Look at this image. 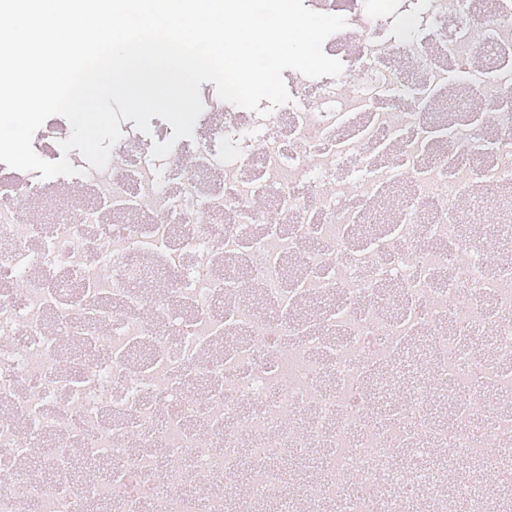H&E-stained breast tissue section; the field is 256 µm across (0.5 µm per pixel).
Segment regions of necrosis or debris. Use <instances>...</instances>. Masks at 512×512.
<instances>
[{
    "label": "necrosis or debris",
    "mask_w": 512,
    "mask_h": 512,
    "mask_svg": "<svg viewBox=\"0 0 512 512\" xmlns=\"http://www.w3.org/2000/svg\"><path fill=\"white\" fill-rule=\"evenodd\" d=\"M357 2L309 0L356 24L351 81L284 119L251 114L258 149L201 143L168 190L156 163L116 146L87 177L95 206L69 222L48 194L47 218L21 223L18 203L34 186L0 182V512L31 498L42 512L89 502L102 512H255L281 490L266 460L311 444L339 473L304 489L311 512H323L358 458L374 463L371 485L391 474L408 416L433 400L422 378L404 405L392 400L400 360L418 366L433 353L430 377L444 390L512 395V265L487 264L467 236L494 205L499 250L512 253V0H498L489 22L471 19V0H432L430 42L394 49L417 72L408 86L384 66L394 50ZM451 12L466 21L450 31ZM460 59L471 65L453 122H421L448 86L444 61ZM397 97L411 110L391 107ZM345 161L350 171L337 175ZM402 186L409 195L391 221L365 222L367 207ZM111 211L127 223H106ZM392 287L398 296H387ZM248 288L275 321L243 299ZM314 297L324 306L298 318ZM477 335L492 356L475 352ZM371 339L382 346L369 357ZM379 396L387 407L377 413L369 400ZM294 404L306 430L282 423ZM476 414L457 405L454 430L429 427L431 441L476 454L466 433ZM77 454L93 478L76 477ZM245 454L259 462L257 481L236 498L223 485ZM36 469L54 475L50 496Z\"/></svg>",
    "instance_id": "4bbe7bcc"
}]
</instances>
